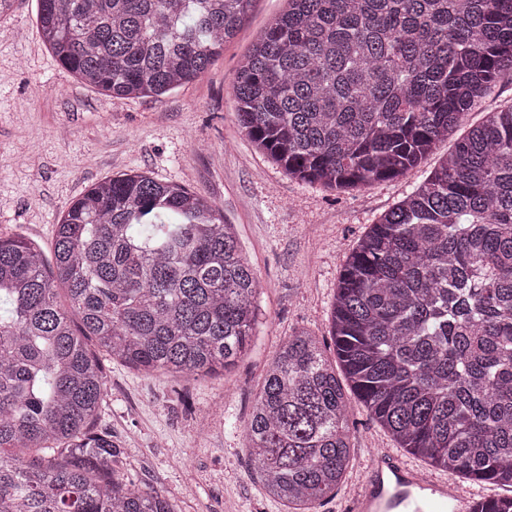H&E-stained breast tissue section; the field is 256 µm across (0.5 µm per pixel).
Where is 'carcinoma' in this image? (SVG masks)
Returning a JSON list of instances; mask_svg holds the SVG:
<instances>
[{
    "instance_id": "1",
    "label": "carcinoma",
    "mask_w": 512,
    "mask_h": 512,
    "mask_svg": "<svg viewBox=\"0 0 512 512\" xmlns=\"http://www.w3.org/2000/svg\"><path fill=\"white\" fill-rule=\"evenodd\" d=\"M287 2L233 87L241 129L305 183L402 176L512 70V0ZM38 3L62 67L159 97L224 53L253 0ZM52 252L54 278L39 245L0 237V512H176L91 431L105 382L86 340L145 374L225 370L247 354L260 278L219 209L139 173L73 201ZM330 321L335 359L306 331L282 340L245 425L266 492L313 512L344 482L355 400L408 453L510 492L474 512H512V105L370 225Z\"/></svg>"
}]
</instances>
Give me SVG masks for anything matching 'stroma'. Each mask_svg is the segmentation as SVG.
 <instances>
[{
    "label": "stroma",
    "instance_id": "obj_1",
    "mask_svg": "<svg viewBox=\"0 0 512 512\" xmlns=\"http://www.w3.org/2000/svg\"><path fill=\"white\" fill-rule=\"evenodd\" d=\"M36 7L16 0L0 18V237L49 246L88 188L143 173L220 208L263 283L250 351L228 372L147 375L101 356L105 395L92 429L111 433L113 466L126 480L161 491L177 512H289L264 490L243 432L264 372L280 338L301 329L328 337L350 249L453 151L456 137L393 180L345 192L306 184L258 150L236 119L234 76L285 0H254L223 55L193 83L134 99L101 95L63 69L38 34ZM351 420V471L373 448L416 464L360 404Z\"/></svg>",
    "mask_w": 512,
    "mask_h": 512
}]
</instances>
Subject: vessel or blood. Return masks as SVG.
<instances>
[{"mask_svg": "<svg viewBox=\"0 0 512 512\" xmlns=\"http://www.w3.org/2000/svg\"><path fill=\"white\" fill-rule=\"evenodd\" d=\"M365 483L351 498L350 512H472L473 495L449 479L395 463L389 452L374 454Z\"/></svg>", "mask_w": 512, "mask_h": 512, "instance_id": "vessel-or-blood-1", "label": "vessel or blood"}]
</instances>
